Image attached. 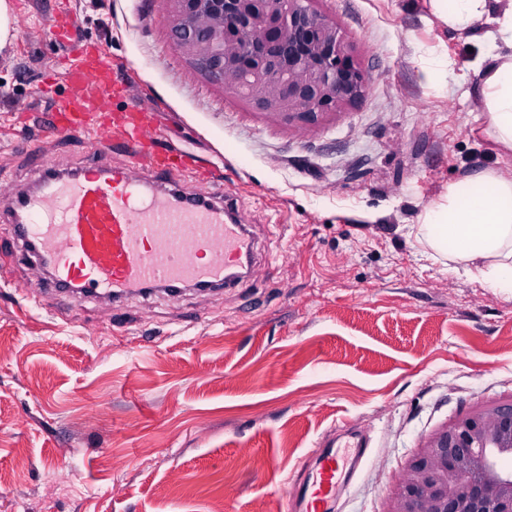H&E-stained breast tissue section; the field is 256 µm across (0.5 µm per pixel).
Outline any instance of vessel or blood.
Instances as JSON below:
<instances>
[{
  "label": "vessel or blood",
  "instance_id": "1",
  "mask_svg": "<svg viewBox=\"0 0 512 512\" xmlns=\"http://www.w3.org/2000/svg\"><path fill=\"white\" fill-rule=\"evenodd\" d=\"M113 70L100 46L79 48L46 130L94 135V150L71 176L41 180L27 195L0 193V213L12 216L15 237L50 269L53 288L73 297L117 301L158 286L228 287V271L252 250L245 226L223 202L195 197L179 174L199 180L202 172L190 156L171 157L159 145L142 107L113 112V99L127 93ZM116 145L129 151L132 168L108 163ZM136 167L151 184L134 177ZM347 478L343 459L322 449L297 484L295 512H332Z\"/></svg>",
  "mask_w": 512,
  "mask_h": 512
}]
</instances>
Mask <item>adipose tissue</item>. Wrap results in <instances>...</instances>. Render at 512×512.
<instances>
[{"label": "adipose tissue", "mask_w": 512, "mask_h": 512, "mask_svg": "<svg viewBox=\"0 0 512 512\" xmlns=\"http://www.w3.org/2000/svg\"><path fill=\"white\" fill-rule=\"evenodd\" d=\"M454 33L481 31L472 69L495 143L512 150V0H431ZM414 234L433 256L467 263L486 287L512 293V177L487 170L449 185Z\"/></svg>", "instance_id": "obj_1"}]
</instances>
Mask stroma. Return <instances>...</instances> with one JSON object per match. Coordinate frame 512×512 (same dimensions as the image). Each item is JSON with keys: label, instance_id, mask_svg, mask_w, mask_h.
Segmentation results:
<instances>
[{"label": "stroma", "instance_id": "stroma-1", "mask_svg": "<svg viewBox=\"0 0 512 512\" xmlns=\"http://www.w3.org/2000/svg\"><path fill=\"white\" fill-rule=\"evenodd\" d=\"M75 39L119 65L167 148L216 167L249 224L237 287L135 295L120 308L44 288L0 223V512H291L317 442L361 432L367 455L334 512H386L424 442L512 402V295L426 257L412 226L450 184L512 175L485 107L457 77L480 50L430 0H314L366 93L317 123L288 122L210 80L171 43L168 0H70ZM59 0H12L0 51V185L66 172L92 140L41 137L21 114L62 66ZM431 57L449 66L435 78ZM66 476L76 494L52 490ZM15 24L10 0H0V51L11 44L16 37L17 28Z\"/></svg>", "mask_w": 512, "mask_h": 512}]
</instances>
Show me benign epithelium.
Returning <instances> with one entry per match:
<instances>
[{
  "instance_id": "benign-epithelium-1",
  "label": "benign epithelium",
  "mask_w": 512,
  "mask_h": 512,
  "mask_svg": "<svg viewBox=\"0 0 512 512\" xmlns=\"http://www.w3.org/2000/svg\"><path fill=\"white\" fill-rule=\"evenodd\" d=\"M175 46L213 80L282 119L316 123L365 96L336 24L313 0H165ZM387 512H512V403L433 433Z\"/></svg>"
}]
</instances>
